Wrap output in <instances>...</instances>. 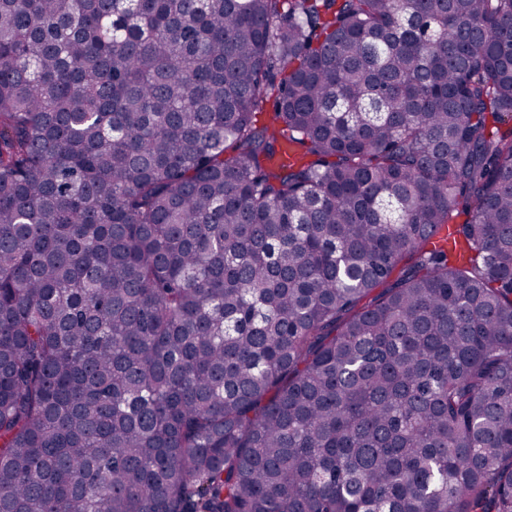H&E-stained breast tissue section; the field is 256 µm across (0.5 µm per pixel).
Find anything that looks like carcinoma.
Listing matches in <instances>:
<instances>
[{
    "instance_id": "obj_1",
    "label": "carcinoma",
    "mask_w": 512,
    "mask_h": 512,
    "mask_svg": "<svg viewBox=\"0 0 512 512\" xmlns=\"http://www.w3.org/2000/svg\"><path fill=\"white\" fill-rule=\"evenodd\" d=\"M509 116L512 0H0V512H512Z\"/></svg>"
}]
</instances>
